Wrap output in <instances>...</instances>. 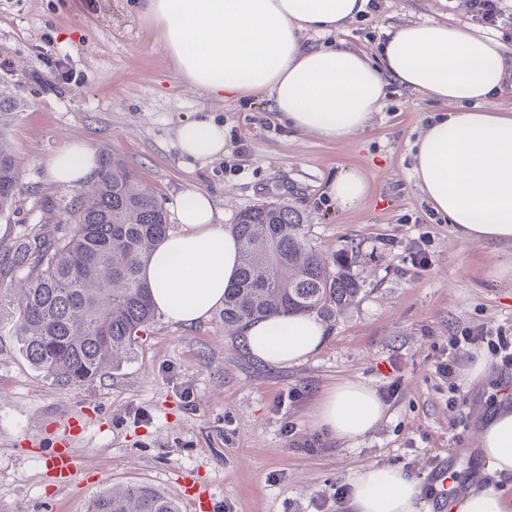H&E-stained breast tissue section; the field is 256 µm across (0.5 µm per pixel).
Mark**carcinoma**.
Here are the masks:
<instances>
[{
  "mask_svg": "<svg viewBox=\"0 0 512 512\" xmlns=\"http://www.w3.org/2000/svg\"><path fill=\"white\" fill-rule=\"evenodd\" d=\"M23 107L0 95V213L21 191L18 162L3 130ZM69 234L17 252L31 261L11 299L0 295V323L12 322L34 368L59 385L95 381L134 353L156 310L140 272L168 233L167 212L121 159L105 160L88 191L66 211ZM237 278L224 295V325L268 316L330 318L362 291L343 258L329 263L314 248L303 215L266 203L239 214ZM90 512H180L172 499L142 484L114 486Z\"/></svg>",
  "mask_w": 512,
  "mask_h": 512,
  "instance_id": "cac0c4a2",
  "label": "carcinoma"
}]
</instances>
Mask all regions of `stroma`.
Instances as JSON below:
<instances>
[{"instance_id": "1", "label": "stroma", "mask_w": 512, "mask_h": 512, "mask_svg": "<svg viewBox=\"0 0 512 512\" xmlns=\"http://www.w3.org/2000/svg\"><path fill=\"white\" fill-rule=\"evenodd\" d=\"M409 19L478 29L468 0H372L347 32L310 42L374 56ZM0 92L23 102L5 137L24 187L0 215V289L23 275L12 263L20 241L69 232L63 209L78 191L52 182L46 162L75 141L100 159H123L174 229L177 201L194 190L211 195L227 227L260 203L293 207L319 253L346 255L362 284L356 301L327 319L321 350L285 369L253 361L219 314L196 327L159 317L120 369L61 386L30 365L11 323H0V512H88L98 494L132 483L173 497L180 471L202 480L213 512H347L334 492L366 464L401 467L425 485L437 461L453 460L461 490L487 481L476 471L487 387L499 383L511 404L512 366L463 338L512 334V282L495 275L512 263V246L458 240L415 188L410 149L438 103L391 87L365 131L329 142L288 128L268 100H205L174 72L140 0H0ZM202 115L223 124L224 158L180 156L178 124ZM346 166L369 182L363 208L348 213L326 194ZM479 353L486 376L473 381L467 371ZM451 359L454 373L438 372ZM343 380L372 386L388 406L371 435L351 442L310 421L316 398ZM456 389L464 400L449 404ZM63 410L86 415L75 449L86 480L67 487L45 464L56 440L48 419Z\"/></svg>"}]
</instances>
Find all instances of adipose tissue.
<instances>
[{
  "mask_svg": "<svg viewBox=\"0 0 512 512\" xmlns=\"http://www.w3.org/2000/svg\"><path fill=\"white\" fill-rule=\"evenodd\" d=\"M370 0H143L141 18L164 45L179 78L207 100L256 96L279 120L335 142L364 131L381 112L389 85L447 104L412 147V178L431 209L465 242L512 245V113L486 110L512 77V59L494 39L437 20L388 30L381 64L339 44L313 47L311 34L345 31ZM176 146L192 159L224 156L223 125L208 117L183 121ZM95 151L75 142L47 161L51 180L81 186L96 169ZM369 184L355 167L331 178L327 194L343 212L361 208ZM180 228L157 246L141 277L154 307L186 326L211 317L238 269V242L218 221L206 192L185 194ZM244 347L272 367L300 364L321 349L328 330L316 315L273 316L247 323ZM387 407L373 387L353 380L316 400L314 427L340 441L372 433ZM486 471L512 475V407L497 409L479 438ZM350 512H423L420 485L402 468H358ZM453 512H512L491 483L470 488Z\"/></svg>",
  "mask_w": 512,
  "mask_h": 512,
  "instance_id": "obj_1",
  "label": "adipose tissue"
}]
</instances>
